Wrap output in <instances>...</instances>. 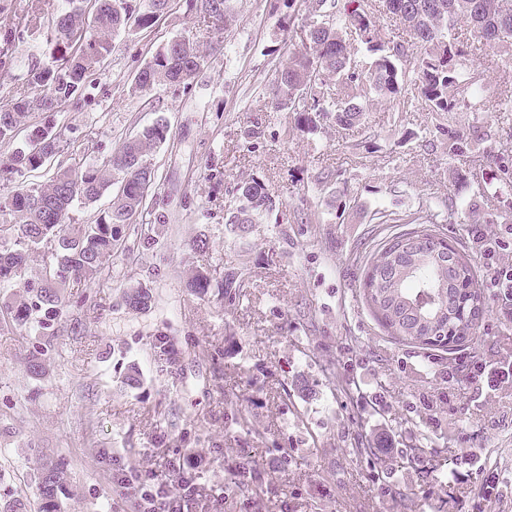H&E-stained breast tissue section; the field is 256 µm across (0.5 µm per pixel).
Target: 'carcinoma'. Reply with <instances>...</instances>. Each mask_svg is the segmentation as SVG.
Here are the masks:
<instances>
[{"instance_id":"obj_1","label":"carcinoma","mask_w":512,"mask_h":512,"mask_svg":"<svg viewBox=\"0 0 512 512\" xmlns=\"http://www.w3.org/2000/svg\"><path fill=\"white\" fill-rule=\"evenodd\" d=\"M74 6L53 20L54 31L70 42L71 51L54 56L31 71L33 94L7 109H0V142L13 140L28 114L53 113L77 94L88 76L112 52V36L127 29L131 18L129 0H71ZM387 11L406 25L412 35V50H386L377 38L371 12L362 7L345 13L343 25L309 30L302 48L290 52L274 81L278 105L296 113L297 124L314 123L313 115L327 112L323 87L336 82L332 100L336 122L352 126L362 119L364 104L372 92L397 97L401 84L414 76L421 97L432 112H450L456 99L449 92L467 94L478 81L477 74L461 72L464 43L453 33L466 21L489 48L512 47V0H380ZM170 0H147V7L135 19L137 27L149 28L155 16L164 13ZM216 32L230 20L229 0H200ZM91 15L94 34L85 41L71 33L87 27ZM371 53L372 61L361 68L348 43V34ZM204 55L198 43L177 36L166 43L139 73L135 89L149 92L163 86L191 84V75L201 67ZM168 124L158 119L125 139L117 152L102 164L78 171L59 170L40 186H18L0 195V285L24 279L27 257L40 253L43 268L38 281H26L23 291L13 294L5 313L26 336H55L64 308L71 300L83 305L91 300L74 289L89 288L105 269L112 253L122 245L125 227L134 215L144 211L143 186L155 180L149 155L167 139ZM64 150L61 134L49 123L30 127L25 143L12 153L3 168L10 174L37 170L45 160ZM476 154L472 142L448 130V153ZM493 180L512 182V160L497 157L490 167ZM116 188L107 211L94 224L71 223L70 211L78 201H93L104 191ZM240 205L229 217L241 232L248 231L252 214L270 204L264 184L252 180L237 188ZM424 243L406 249L398 238L383 245L366 266L361 288L379 324L404 343L422 348L449 349L472 339L480 316L483 297L465 256H460L453 276L448 260L435 257L430 229L421 230ZM211 287L210 273L194 271L188 288L205 295ZM222 298L230 306L242 296L243 288L232 272L224 274ZM45 351L31 354L26 371L32 377L45 373ZM410 443L402 452V465L426 481L434 478L424 465L425 448L409 430ZM351 453L374 465L386 462L383 442L359 441ZM266 464L249 454L240 455L225 471V512L258 507L264 496L274 493L266 479ZM67 481L64 467L50 464L38 474L40 512H60L58 492Z\"/></svg>"}]
</instances>
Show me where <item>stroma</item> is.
<instances>
[{
	"instance_id": "stroma-1",
	"label": "stroma",
	"mask_w": 512,
	"mask_h": 512,
	"mask_svg": "<svg viewBox=\"0 0 512 512\" xmlns=\"http://www.w3.org/2000/svg\"><path fill=\"white\" fill-rule=\"evenodd\" d=\"M230 7L220 37L186 0H172L150 28L114 35L100 70L52 116L71 147L0 182L2 193L44 184L57 170L109 158L157 117L169 123L167 141L149 156L146 206L161 219L155 244L127 232L89 290L94 305L66 308L43 378L24 367L34 340L0 329V512H39L36 477L53 453L67 462L61 512H129L115 469L168 477L171 463L190 455L203 464L187 512H224L226 469L243 453L267 461L281 448L288 461L270 469L276 493L259 512H512V379L490 382L473 369L512 362V323L468 239L474 220L512 205V187L449 156L440 132L450 125L489 156H512L496 112L507 92L503 59L458 24L460 40L475 48L462 67L481 79L453 112L426 111L412 86L400 102L370 95L353 127L331 113L307 127L271 107L276 72L304 34L298 0ZM181 35L207 54L190 87L133 91L151 57ZM66 46L43 32L14 41L0 68V108L30 95L29 64ZM452 168L467 180L453 183ZM254 179L273 206L242 233L228 217L238 186ZM423 222L467 256L482 290L472 341L450 352L392 339L360 288L372 255ZM199 236L208 249L191 251ZM195 267L211 273L207 295L187 286ZM233 270L245 273V295L228 307L219 285ZM141 286L151 303L129 307L125 292ZM74 321L80 334L70 332ZM160 336L179 361L175 371L159 358ZM205 350L215 359L202 358ZM231 402L246 424L229 435ZM410 421L437 482L400 466ZM361 435L386 440L388 465L350 455ZM399 485L406 499L395 498Z\"/></svg>"
}]
</instances>
